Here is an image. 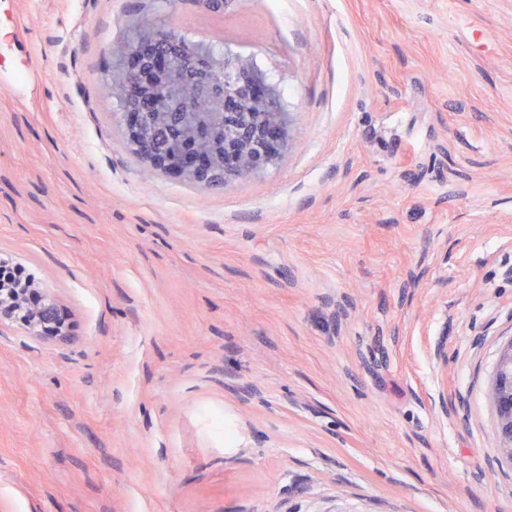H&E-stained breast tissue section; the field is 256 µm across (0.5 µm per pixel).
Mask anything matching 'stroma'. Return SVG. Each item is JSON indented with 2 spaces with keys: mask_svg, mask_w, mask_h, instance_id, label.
<instances>
[{
  "mask_svg": "<svg viewBox=\"0 0 512 512\" xmlns=\"http://www.w3.org/2000/svg\"><path fill=\"white\" fill-rule=\"evenodd\" d=\"M253 64L252 177L131 151L137 25ZM0 512H512V0H0ZM26 317L30 323L40 328L36 337H54L64 339L69 335L65 332L64 324L59 316L56 299L45 295L39 306L32 309L26 302L23 293L14 289H0V324L14 323ZM502 448L512 459V343L500 355L492 386Z\"/></svg>",
  "mask_w": 512,
  "mask_h": 512,
  "instance_id": "obj_1",
  "label": "stroma"
}]
</instances>
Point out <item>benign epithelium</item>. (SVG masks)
Instances as JSON below:
<instances>
[{"label":"benign epithelium","mask_w":512,"mask_h":512,"mask_svg":"<svg viewBox=\"0 0 512 512\" xmlns=\"http://www.w3.org/2000/svg\"><path fill=\"white\" fill-rule=\"evenodd\" d=\"M153 52L151 65H127L113 71L112 86L125 96V134L148 167L185 181L211 184L245 180L271 163L287 143L288 113L273 86L249 63L225 65L215 58L185 52L173 32L141 30L124 50L128 58ZM191 95L201 100L192 124L178 142L158 151L154 134L166 121L170 105ZM205 125L211 140L198 139ZM25 317L39 336L68 337L56 299L45 295L31 308L19 290L0 289V324ZM499 416V438L512 458V344L500 355L492 386Z\"/></svg>","instance_id":"7a95c632"}]
</instances>
